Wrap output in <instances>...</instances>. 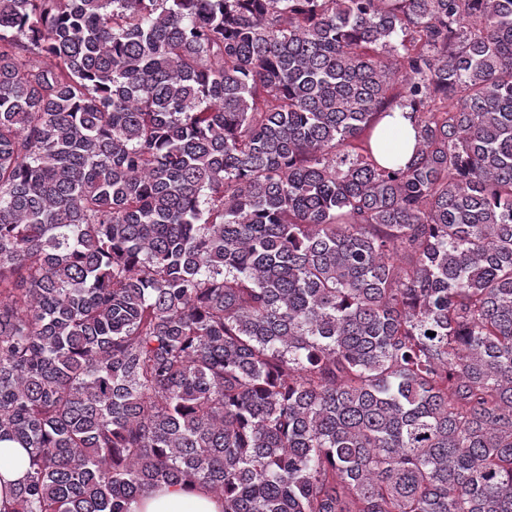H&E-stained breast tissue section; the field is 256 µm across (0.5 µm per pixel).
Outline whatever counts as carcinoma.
Wrapping results in <instances>:
<instances>
[{
	"label": "carcinoma",
	"mask_w": 512,
	"mask_h": 512,
	"mask_svg": "<svg viewBox=\"0 0 512 512\" xmlns=\"http://www.w3.org/2000/svg\"><path fill=\"white\" fill-rule=\"evenodd\" d=\"M1 442L3 512H512V0H0ZM409 116L410 112L396 108L380 122L377 128L378 135L398 136V146L394 152L376 156L380 163L397 162L404 165L414 156L417 131ZM28 469V451L16 445L0 448V507L15 487L24 481ZM224 503L203 488L162 485L129 504V512H223Z\"/></svg>",
	"instance_id": "obj_1"
}]
</instances>
